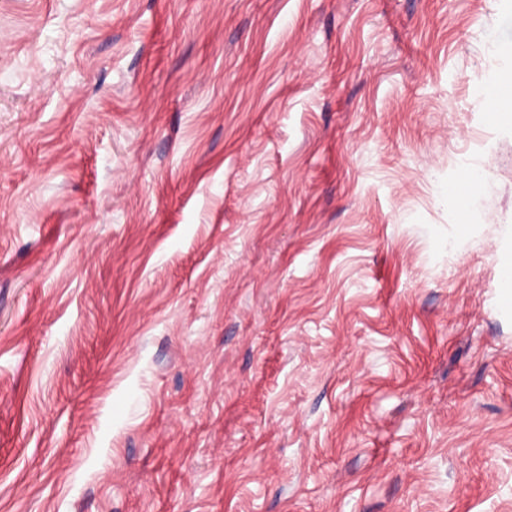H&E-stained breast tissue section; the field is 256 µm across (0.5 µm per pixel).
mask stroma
Wrapping results in <instances>:
<instances>
[{"instance_id":"stroma-1","label":"stroma","mask_w":512,"mask_h":512,"mask_svg":"<svg viewBox=\"0 0 512 512\" xmlns=\"http://www.w3.org/2000/svg\"><path fill=\"white\" fill-rule=\"evenodd\" d=\"M509 44L512 0H0V512H512ZM502 54L507 57L510 61V66L506 69L502 75L500 82L492 87H490L486 91V97L488 100L490 116L495 119H505L508 117V112H500L509 107V103L504 101L501 97L500 90L502 84L510 82L512 84V68H511V58H512V48L503 47L501 48ZM479 169L465 171L457 181L453 190L448 193V201L457 205L463 200H474L483 191L486 180L485 175Z\"/></svg>"}]
</instances>
